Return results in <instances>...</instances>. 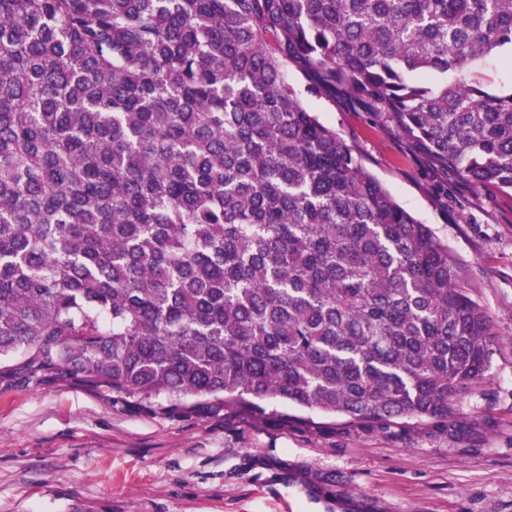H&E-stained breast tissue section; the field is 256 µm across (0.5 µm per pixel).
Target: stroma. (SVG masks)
<instances>
[{"mask_svg":"<svg viewBox=\"0 0 512 512\" xmlns=\"http://www.w3.org/2000/svg\"><path fill=\"white\" fill-rule=\"evenodd\" d=\"M427 224L494 321L492 365L448 421L350 427L276 401L172 405L0 364V512H512V191L437 168L402 130L313 97Z\"/></svg>","mask_w":512,"mask_h":512,"instance_id":"35a3bbf8","label":"stroma"}]
</instances>
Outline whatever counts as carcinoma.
<instances>
[{"mask_svg": "<svg viewBox=\"0 0 512 512\" xmlns=\"http://www.w3.org/2000/svg\"><path fill=\"white\" fill-rule=\"evenodd\" d=\"M489 59L512 67V0H0V360L175 405L448 419L492 320L302 94L512 190Z\"/></svg>", "mask_w": 512, "mask_h": 512, "instance_id": "obj_1", "label": "carcinoma"}]
</instances>
